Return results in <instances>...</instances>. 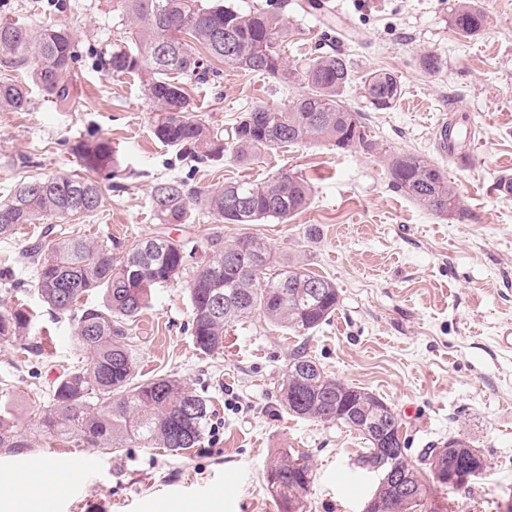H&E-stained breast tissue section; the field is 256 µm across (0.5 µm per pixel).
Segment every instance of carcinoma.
<instances>
[{
    "label": "carcinoma",
    "instance_id": "obj_1",
    "mask_svg": "<svg viewBox=\"0 0 512 512\" xmlns=\"http://www.w3.org/2000/svg\"><path fill=\"white\" fill-rule=\"evenodd\" d=\"M129 26L128 40L101 57L109 75L143 78L152 103L154 136L177 149L179 158L198 164L219 163L229 154L255 158L261 151L305 141L327 143L338 150L372 148L362 114L347 102L352 76L344 56L319 55L303 68L291 69L280 53L289 27L277 14L243 10L224 0H116ZM485 14L457 0L452 24L463 36L486 26ZM230 27L236 45L229 51L217 33ZM0 111L22 112L30 102L26 87L9 72L28 69L47 100L60 110L73 106V35L65 25L33 28L0 23ZM224 67L287 82L296 77L306 91L286 108L256 105L243 112L228 129H214L194 114L185 86L175 77L206 80ZM364 97L378 111L390 109L402 88L397 76L374 71L365 79ZM75 153L86 172L106 177L119 167L112 141L99 137L82 141ZM391 187L438 217L464 216L455 184L445 169L415 153L386 158ZM312 187L302 177L280 171L262 182H228L202 189L185 180L155 185L151 210L161 224H185L194 210L206 211L217 224L250 226L265 220L288 222L306 210ZM98 181L77 174H37L21 182L0 201V239L9 238L19 224L44 226L45 241L21 251L35 269L34 286L41 301L56 315H69L84 361L60 376L51 391L52 405L39 414L36 428L50 438L74 436L90 446L116 452L129 444L183 452L198 446L210 420L208 400L168 375L137 379V362L129 325L152 302L156 289L182 279L191 302V336L197 350H224V327L258 316L286 331L309 333L330 320L339 304L336 284L307 269L288 265L268 273L272 263L266 243L251 232L226 241L224 233L207 237L209 254L198 265L189 262L194 246L186 237L152 236L126 246L91 241L50 220L74 219L104 207ZM91 291L103 294V304L77 308ZM34 334L33 316L20 309L0 313V342L23 341ZM278 402L289 414L320 423H339L369 441L359 467L382 469L394 459L414 476L415 497L389 489L375 494L371 512H418L432 497L434 485L446 486L440 474L462 461L487 459L471 443L453 437L426 449L421 470L405 456L402 425L393 428L394 456L371 440L369 423L386 402L328 375L304 350L292 353L279 384ZM461 447L453 456L448 448ZM32 447L9 411L0 413V451L22 454ZM270 491L280 512H306L312 483L309 465L290 450L276 453L266 466Z\"/></svg>",
    "mask_w": 512,
    "mask_h": 512
}]
</instances>
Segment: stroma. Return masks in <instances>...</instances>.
Wrapping results in <instances>:
<instances>
[{"label":"stroma","instance_id":"stroma-1","mask_svg":"<svg viewBox=\"0 0 512 512\" xmlns=\"http://www.w3.org/2000/svg\"><path fill=\"white\" fill-rule=\"evenodd\" d=\"M240 8H270L292 35L281 46L300 68L325 52L343 54L352 73L349 103L361 112L373 147L339 151L316 141L261 152L251 162L225 159L194 165L152 132V112L139 77L109 75L102 52L123 43L128 28L113 0H0V22L68 24L78 57L77 98L60 111L30 87L24 112H0V200L25 173L80 172L72 148L90 136L111 140L121 158L103 181L104 208L80 219V235L98 242L166 233L204 242L211 218L158 224L150 208L154 186L184 179L205 189L227 181H263L288 170L313 187L310 206L290 221L253 225L274 266L296 263L331 279L340 302L331 319L302 335L252 318L226 326L224 350L204 354L187 330L183 281L158 288L151 308L132 326L138 376L170 375L205 396L211 420L200 446L177 454L135 445L96 450L98 469L77 487L60 484L23 507L0 486V512H279L265 481L271 456L284 448L311 467L307 512H361L377 483L356 459L366 441L336 423L295 418L277 401L293 352L306 350L332 377L382 398L402 424L406 457L418 461L431 445L461 437L488 461L483 475L461 488L435 490L430 512H512V350L499 333L512 327V197L497 184L512 174V0H476L484 30L465 37L451 25L456 0H336L339 13L319 17L303 0H232ZM432 52L444 66L423 71ZM385 69L402 94L386 111L372 109L362 81ZM300 83L221 70L215 81L190 86L199 119L230 127L255 105L285 107ZM467 132L465 147L440 149L436 124ZM413 152L443 166L465 215L442 218L389 185L385 157ZM30 157L29 169L15 166ZM17 287L0 286V313L23 307L39 329L31 340L0 343V389L30 439L33 454L53 459L86 454L81 440H54L34 429L50 387L80 364L68 317L41 305L32 270L16 271ZM224 484V499L211 485Z\"/></svg>","mask_w":512,"mask_h":512}]
</instances>
